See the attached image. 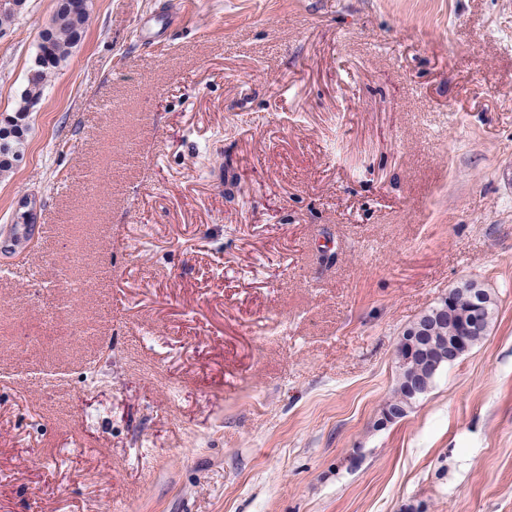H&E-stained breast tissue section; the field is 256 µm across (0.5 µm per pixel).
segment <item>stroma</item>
Masks as SVG:
<instances>
[{
  "label": "stroma",
  "instance_id": "stroma-1",
  "mask_svg": "<svg viewBox=\"0 0 512 512\" xmlns=\"http://www.w3.org/2000/svg\"><path fill=\"white\" fill-rule=\"evenodd\" d=\"M53 7L0 31V114ZM24 197L0 512H512V0H95L0 239ZM464 279L487 336L381 424ZM410 325L404 330V332H403L404 335L401 336L399 344H398L397 354H396L398 372H402L404 370V365L406 363V357L408 355L412 354L420 345L423 344V340L425 337V336H422L423 335V327L419 326V325L416 326L408 336H405V334L409 333L408 330H409Z\"/></svg>",
  "mask_w": 512,
  "mask_h": 512
}]
</instances>
